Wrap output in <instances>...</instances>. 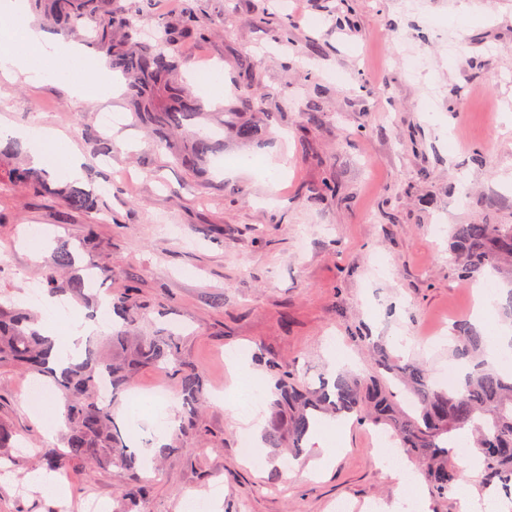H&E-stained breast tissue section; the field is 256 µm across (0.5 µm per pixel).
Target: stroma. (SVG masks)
Segmentation results:
<instances>
[{
	"mask_svg": "<svg viewBox=\"0 0 512 512\" xmlns=\"http://www.w3.org/2000/svg\"><path fill=\"white\" fill-rule=\"evenodd\" d=\"M118 3L145 30L188 13L207 30L179 45L193 84L200 66H224V95L206 101L198 127L218 130L234 111L238 66L248 61L267 131L250 144L222 143L232 166L181 165L157 150L126 96L92 104L53 82L0 80V116L63 131L85 159L79 187L100 197L98 209L76 211L18 182L0 194V296L18 299L41 282L45 258L22 240L23 228L37 227L49 248L65 242L77 261L111 268L98 278L100 296L134 283L143 319L132 335L180 329L181 359L205 380L201 427L179 436L178 454L163 458L150 498L131 512H183L185 494H210L217 480L222 512H335L344 499L369 512L396 501L402 488L377 461L369 424L351 423L318 476L304 475L307 456L290 462L262 438L254 446L267 465L249 467L222 400L232 383L224 354L241 352L260 380L272 359L315 385L335 377L340 359L366 370L361 339L370 336L447 371L452 337L440 327L474 319L449 230L512 224V0ZM265 16L285 19L287 38ZM192 92L204 98L195 84ZM313 104L323 111L317 124L307 120ZM108 112L116 130L101 125ZM91 235L98 248L89 255L81 244ZM496 282L493 312L477 328L491 346L512 336V281ZM31 382L19 367L0 368V424L16 434L0 452V512H83L90 497L122 512L126 476L116 470L84 487L76 467L60 466L63 500L29 488L48 442L47 418L28 402ZM140 397L160 405L137 414L128 431L138 437L182 409L176 380L160 367L136 370L118 405L135 408Z\"/></svg>",
	"mask_w": 512,
	"mask_h": 512,
	"instance_id": "35a3bbf8",
	"label": "stroma"
}]
</instances>
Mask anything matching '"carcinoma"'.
<instances>
[{
	"instance_id": "carcinoma-1",
	"label": "carcinoma",
	"mask_w": 512,
	"mask_h": 512,
	"mask_svg": "<svg viewBox=\"0 0 512 512\" xmlns=\"http://www.w3.org/2000/svg\"><path fill=\"white\" fill-rule=\"evenodd\" d=\"M50 24L60 32L72 30L78 23L88 24L86 40L105 53L131 91L130 105L148 121L162 129L177 132L184 122L200 114L201 107L182 85L175 48L182 38L200 34L191 16L180 22L160 20L157 37L150 42L137 39L133 20H115L112 0H36ZM241 107L251 110L252 72L239 70ZM224 128L241 143H250L262 132L259 125L240 112L224 113ZM216 142L196 131L186 132L181 146L168 135L164 148L174 162L188 164L211 154ZM67 205L76 210H93L97 201L79 188H60ZM450 255L461 278L477 281L484 274L499 272V265L512 261L511 224H458L452 233ZM72 254L60 249L42 271L47 295L81 293L88 288L80 277L66 278ZM111 312L134 322L140 314L135 288L129 284L113 293ZM113 344L129 346L121 358L90 351L82 362L56 375L46 367L50 340L28 326L26 312L13 305H0V367L20 366L32 374L49 379L65 399L64 423L67 429L64 450L47 448L43 460L51 468L65 462L80 465L82 479L90 482L100 469L116 468L128 473L129 483L119 497L138 498L147 494L151 483L136 475L137 460L143 455L131 449L117 426L112 402L126 378L142 367L163 365L178 380L179 396L184 404L178 415L177 430L184 433L197 426V409L204 381L200 373L182 363L178 339L168 336H142L135 343L122 333L110 336ZM374 363L364 375L339 376L333 385L319 390L295 379L293 369L278 361L266 364L277 382L278 399L273 403V422L265 440L279 448L288 441L296 456L316 419L311 412L336 415L357 414V420L394 433L401 440L408 458L438 496L445 497L458 487L460 472L448 452L473 446L482 454V487L512 485V379L484 360V338L469 326H457V336L448 347V356L466 368L464 377L454 386H442L423 362L400 364L390 359L382 344L372 343ZM104 377L112 380L111 400L99 399L98 384Z\"/></svg>"
}]
</instances>
